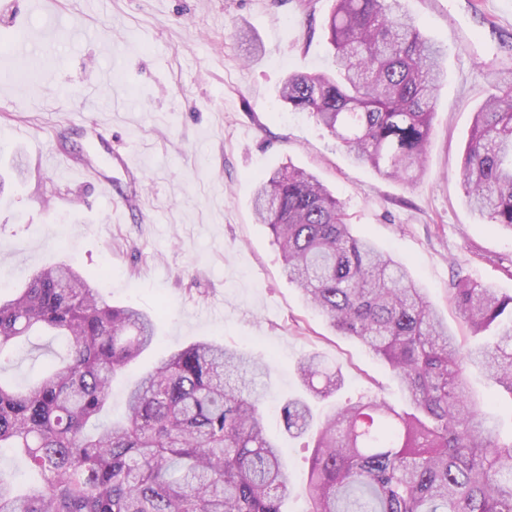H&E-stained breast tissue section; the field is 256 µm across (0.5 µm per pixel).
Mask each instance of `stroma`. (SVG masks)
<instances>
[{"label": "stroma", "instance_id": "1", "mask_svg": "<svg viewBox=\"0 0 512 512\" xmlns=\"http://www.w3.org/2000/svg\"><path fill=\"white\" fill-rule=\"evenodd\" d=\"M334 0H0V297L37 268L75 264L113 304L156 318L159 344L133 373L215 340L269 366L264 425L295 479L312 451L288 437L280 407L301 393L295 362L319 352L343 367L338 401L402 398L384 364L335 335L289 282L257 223L255 178L287 165L314 173L355 234L405 264L451 332L456 269L512 295V230L480 218L461 161L495 71L512 69V0H401L445 50L448 80L424 173L405 184L352 163L278 91L329 67ZM94 163L109 186L50 163ZM6 374L36 378L60 352L48 335Z\"/></svg>", "mask_w": 512, "mask_h": 512}]
</instances>
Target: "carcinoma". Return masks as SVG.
<instances>
[{
	"instance_id": "carcinoma-1",
	"label": "carcinoma",
	"mask_w": 512,
	"mask_h": 512,
	"mask_svg": "<svg viewBox=\"0 0 512 512\" xmlns=\"http://www.w3.org/2000/svg\"><path fill=\"white\" fill-rule=\"evenodd\" d=\"M334 72L288 76L280 98L352 162L395 180L424 172L431 121L447 78L440 46L400 0H335L327 20ZM474 113L461 180L473 209L512 229V79ZM254 211L288 278L335 333L364 345L402 394L398 409L361 395L324 417L342 367L318 353L295 367L304 394L283 407L289 436L313 438L306 481L293 482L263 425V363L214 341L162 357L127 392L123 419L103 425L114 379L157 345L156 321L114 306L72 264L44 267L0 299V448L26 459L35 483L0 473V512H512V434L471 393L467 367L512 394V296L458 278L450 302L473 335L448 331L408 270L346 223L343 204L293 166L258 179ZM49 331L64 353L29 387L3 380L10 357Z\"/></svg>"
}]
</instances>
